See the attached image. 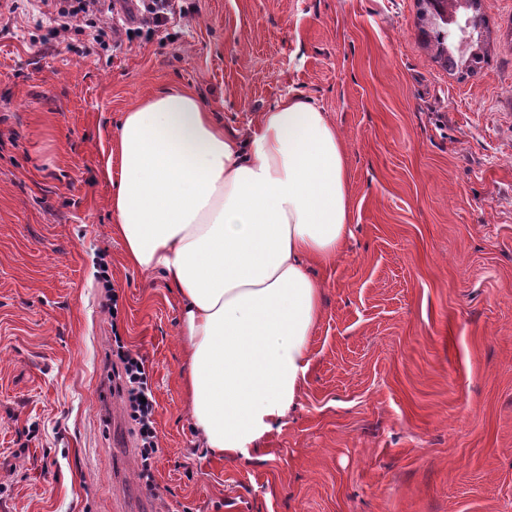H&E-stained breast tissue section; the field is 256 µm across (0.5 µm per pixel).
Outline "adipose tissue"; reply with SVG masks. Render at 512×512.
I'll return each mask as SVG.
<instances>
[{
    "label": "adipose tissue",
    "mask_w": 512,
    "mask_h": 512,
    "mask_svg": "<svg viewBox=\"0 0 512 512\" xmlns=\"http://www.w3.org/2000/svg\"><path fill=\"white\" fill-rule=\"evenodd\" d=\"M110 155L124 259L180 298L193 428L212 453L248 455L302 393L322 313L311 269L351 235L342 136L297 92L240 134L172 87L124 112Z\"/></svg>",
    "instance_id": "ef3b65f1"
}]
</instances>
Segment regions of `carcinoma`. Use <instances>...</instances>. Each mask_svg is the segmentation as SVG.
<instances>
[{
	"label": "carcinoma",
	"instance_id": "carcinoma-1",
	"mask_svg": "<svg viewBox=\"0 0 512 512\" xmlns=\"http://www.w3.org/2000/svg\"><path fill=\"white\" fill-rule=\"evenodd\" d=\"M482 0H418L423 13L431 18V33L437 47V55L454 71L461 63L460 43L478 45L480 29L486 24L480 13ZM448 13V21L440 15Z\"/></svg>",
	"mask_w": 512,
	"mask_h": 512
}]
</instances>
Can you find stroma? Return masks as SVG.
Instances as JSON below:
<instances>
[{
	"instance_id": "obj_1",
	"label": "stroma",
	"mask_w": 512,
	"mask_h": 512,
	"mask_svg": "<svg viewBox=\"0 0 512 512\" xmlns=\"http://www.w3.org/2000/svg\"><path fill=\"white\" fill-rule=\"evenodd\" d=\"M182 6L134 41L66 47L41 0H0V512L134 507L116 329L158 403L150 512H512V0H482L473 73L437 58L417 0ZM172 85L240 132L299 91L345 146L352 234L313 270L307 383L237 459L192 428L176 293L112 234V137Z\"/></svg>"
}]
</instances>
